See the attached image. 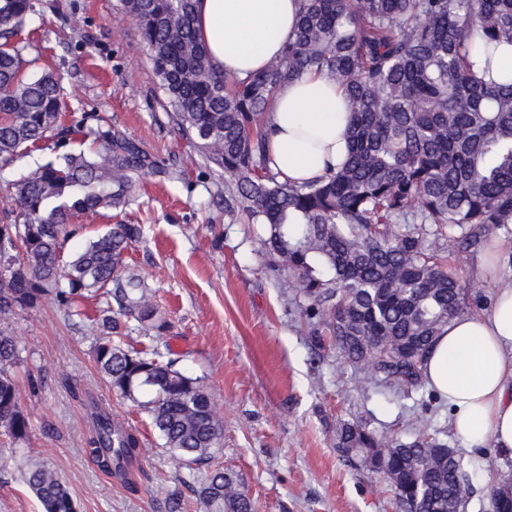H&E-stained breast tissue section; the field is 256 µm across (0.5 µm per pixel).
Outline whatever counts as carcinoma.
I'll list each match as a JSON object with an SVG mask.
<instances>
[{"label": "carcinoma", "mask_w": 512, "mask_h": 512, "mask_svg": "<svg viewBox=\"0 0 512 512\" xmlns=\"http://www.w3.org/2000/svg\"><path fill=\"white\" fill-rule=\"evenodd\" d=\"M138 23L170 118L199 156L224 174V204L265 229L268 274L292 285L315 347L329 345L369 384L395 397L424 389L422 362L455 317L481 308L484 293L461 287L447 255L467 262L512 225V70L489 84L472 57L512 49V0H301L295 36L256 75L240 81L211 61L195 29L194 0H121ZM38 0H0V172L34 148L79 137L96 148L68 151L10 181L15 223L0 224V325L52 293L68 308L94 294L95 348L110 386L140 403L163 447L182 464H204L223 430L200 380L152 350L119 340L118 316L161 335L147 287L125 256L143 235L114 224L70 257L78 214L122 210L137 180L174 178L164 160L101 116L61 120L56 78L29 77L16 40ZM316 70L342 87L352 114L346 161L296 184L272 168L268 103L283 84ZM20 350L0 328V435L24 445L32 433L12 372ZM88 454L125 477L140 438L85 395ZM336 448L383 473L399 512H465L475 472L417 418L411 436L378 433L362 421L336 423ZM23 480L42 512H69L59 476L28 459ZM196 493L207 512H254L233 474L215 468ZM512 512V480L492 488Z\"/></svg>", "instance_id": "cac0c4a2"}]
</instances>
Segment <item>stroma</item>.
Wrapping results in <instances>:
<instances>
[{"mask_svg": "<svg viewBox=\"0 0 512 512\" xmlns=\"http://www.w3.org/2000/svg\"><path fill=\"white\" fill-rule=\"evenodd\" d=\"M43 14L22 37L35 71L58 78L69 114L100 115L173 164L174 180L144 178L120 213L75 217L67 252L112 224H140L143 239L126 257L144 279L169 328L152 338L127 320L125 344L158 349L210 392L224 433L214 465L233 471L256 512H396L382 475L349 461L335 446L337 419H360L380 432L408 436L421 395L396 398L370 388L336 350L314 349L287 282L266 274L259 225L224 209V178L206 165L169 118L135 20L120 0H43ZM69 315L54 296L18 311L10 323L24 362L17 373L21 406L31 418L28 445L0 447V512H42L21 477L26 456L54 470L78 512H205L194 492L206 467L184 466L163 448L147 415L112 390L95 363L101 334L88 321L95 299ZM90 393L142 439L130 483L94 465L81 398ZM442 439L477 474L466 512H492L493 481L512 476V456L470 447L447 409L433 418Z\"/></svg>", "mask_w": 512, "mask_h": 512, "instance_id": "35a3bbf8", "label": "stroma"}]
</instances>
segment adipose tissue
<instances>
[{
    "label": "adipose tissue",
    "mask_w": 512,
    "mask_h": 512,
    "mask_svg": "<svg viewBox=\"0 0 512 512\" xmlns=\"http://www.w3.org/2000/svg\"><path fill=\"white\" fill-rule=\"evenodd\" d=\"M300 0H194L195 24L224 73L262 70L294 35ZM346 96L311 72L284 84L268 115V149L282 176L301 183L347 154ZM489 313L457 316L427 355L426 384L448 404L457 436L512 455V277L498 275Z\"/></svg>",
    "instance_id": "adipose-tissue-1"
}]
</instances>
